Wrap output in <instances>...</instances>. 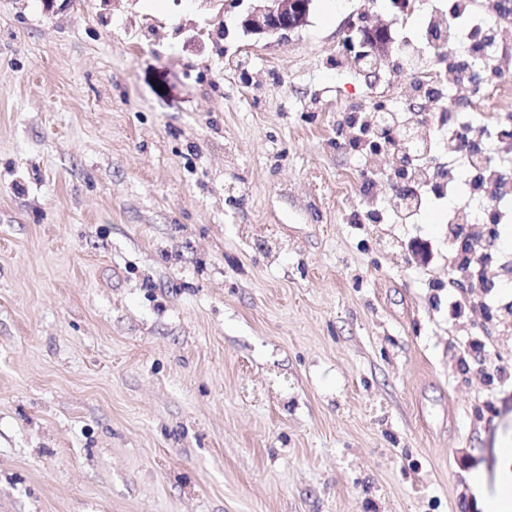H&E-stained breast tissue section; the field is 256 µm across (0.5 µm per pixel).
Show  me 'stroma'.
<instances>
[{
    "label": "stroma",
    "mask_w": 512,
    "mask_h": 512,
    "mask_svg": "<svg viewBox=\"0 0 512 512\" xmlns=\"http://www.w3.org/2000/svg\"><path fill=\"white\" fill-rule=\"evenodd\" d=\"M467 2L472 66L512 70V15ZM252 5L0 0V512H479L512 223L456 287L447 198L399 223L396 157L346 138L407 98L424 17L313 0L259 40ZM361 32L362 37L358 42V50L355 52V56L364 60L366 57L373 54L383 57L385 53L389 52V42L387 40H379L375 38L376 33H383L382 29L363 27Z\"/></svg>",
    "instance_id": "obj_1"
}]
</instances>
